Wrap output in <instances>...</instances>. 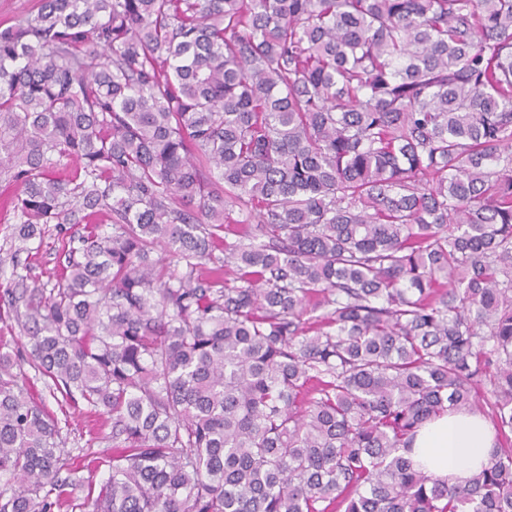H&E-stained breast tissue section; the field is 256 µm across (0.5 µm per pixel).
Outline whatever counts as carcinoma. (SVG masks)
I'll return each mask as SVG.
<instances>
[{"label": "carcinoma", "instance_id": "obj_1", "mask_svg": "<svg viewBox=\"0 0 512 512\" xmlns=\"http://www.w3.org/2000/svg\"><path fill=\"white\" fill-rule=\"evenodd\" d=\"M0 181L23 242L90 225L0 295L114 442L68 495L1 352L0 512H512V0H36ZM450 410L497 431L465 486L405 457ZM110 472L111 467H109V463H103V465L93 473H88L86 470L71 473L62 471L61 477L67 478L69 485L66 487V490L71 492L73 497L82 502L88 493V480H93L92 493L94 488L93 496H95L99 490L100 484L108 478Z\"/></svg>", "mask_w": 512, "mask_h": 512}]
</instances>
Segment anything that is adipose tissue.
<instances>
[{
    "label": "adipose tissue",
    "mask_w": 512,
    "mask_h": 512,
    "mask_svg": "<svg viewBox=\"0 0 512 512\" xmlns=\"http://www.w3.org/2000/svg\"><path fill=\"white\" fill-rule=\"evenodd\" d=\"M494 445L481 413L451 411L419 429L409 457L423 473L462 485L488 465Z\"/></svg>",
    "instance_id": "ef3b65f1"
}]
</instances>
